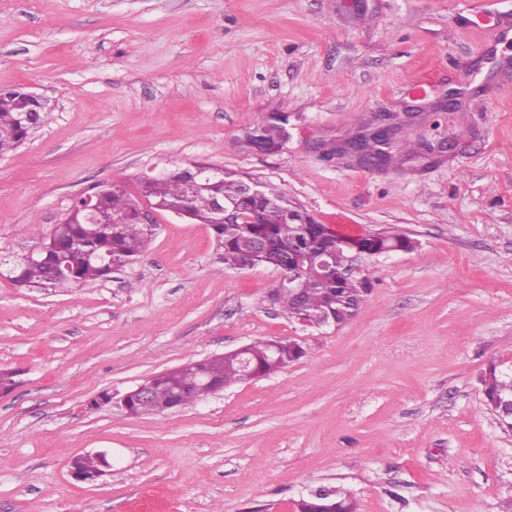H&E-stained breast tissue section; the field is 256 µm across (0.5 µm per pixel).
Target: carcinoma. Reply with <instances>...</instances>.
I'll return each instance as SVG.
<instances>
[{
    "instance_id": "1",
    "label": "carcinoma",
    "mask_w": 512,
    "mask_h": 512,
    "mask_svg": "<svg viewBox=\"0 0 512 512\" xmlns=\"http://www.w3.org/2000/svg\"><path fill=\"white\" fill-rule=\"evenodd\" d=\"M45 108L19 86L0 87V156L21 145L30 135L32 125L45 121ZM288 115L268 116L249 133L271 148L283 137ZM261 201L245 191V181L224 172L219 181L188 201L189 219L206 224L213 232L218 259L224 268L250 269L267 267L288 277L303 271L298 289L279 288L263 296L279 307L288 318L303 320L320 327L325 321L344 324L356 314L364 296L371 288V278L363 281L341 279L333 271L316 264V256L334 255L336 265L343 264L352 251L367 256L407 251L415 241L401 234H376L347 238L338 234L326 235L322 224H290L284 221L288 208L293 206L273 186H260ZM88 194L92 202L114 215L124 217L120 224L89 222L84 213L69 212L65 219L68 230L66 251L58 253L52 247L41 251L33 261H15V276L11 278L19 289L58 288L73 290L104 280L112 269L132 263L150 244L152 228L137 218L138 205L116 184L94 186ZM141 194L157 207L177 206L185 202V186L180 171L141 184ZM214 196L234 201L245 211L258 213L257 222L221 221L212 211ZM66 265L59 275L57 267ZM309 355L302 344L287 339L257 340L245 351L253 370V378L269 376ZM243 374L235 356L204 358L174 368L150 379L153 403L149 408L128 403L133 416L159 414L191 404L212 393L215 387H228L242 382ZM486 405L493 407L512 399V371L491 363L481 377ZM298 512H355L349 495L332 489H318L297 503Z\"/></svg>"
}]
</instances>
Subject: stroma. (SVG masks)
Listing matches in <instances>:
<instances>
[{
    "label": "stroma",
    "instance_id": "stroma-1",
    "mask_svg": "<svg viewBox=\"0 0 512 512\" xmlns=\"http://www.w3.org/2000/svg\"><path fill=\"white\" fill-rule=\"evenodd\" d=\"M481 5L512 17V0H0V86L48 104L0 156V261L96 184L153 222L135 264L81 290L0 275V367L21 372L0 397V512H297L320 487L357 512H512V431L479 383L512 367V44L461 26ZM414 109L390 166L326 157ZM274 112L287 142L249 148ZM194 162L273 185L340 235L418 246L355 256L372 282L356 315L302 327L262 299L276 271L217 273L210 229L142 198L144 174ZM274 338L310 354L162 414L121 404ZM100 452L105 474L76 479L74 459Z\"/></svg>",
    "mask_w": 512,
    "mask_h": 512
}]
</instances>
